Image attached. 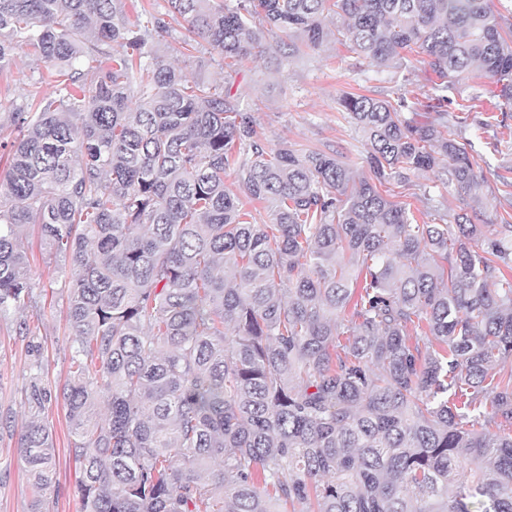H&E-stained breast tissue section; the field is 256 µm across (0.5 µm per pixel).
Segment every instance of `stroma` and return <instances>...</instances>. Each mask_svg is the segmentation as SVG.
<instances>
[{
    "mask_svg": "<svg viewBox=\"0 0 512 512\" xmlns=\"http://www.w3.org/2000/svg\"><path fill=\"white\" fill-rule=\"evenodd\" d=\"M48 77L45 64L18 53L9 69L0 72V123L11 103L21 102L32 82ZM238 83L246 90L258 135L271 145L287 144L304 154L335 156L353 174L368 172L365 139L342 110L339 100L348 93L389 100L405 98L421 122L435 119L424 104L430 84L423 66H415L407 81L394 79L351 52L335 38L316 49H302L285 66L257 57L242 68ZM448 122L462 139L480 145L490 162L486 170L488 206L464 205L441 170L421 171L408 185L395 187L396 201L406 203L418 222L444 217L453 223L467 211L473 223L493 215H512V101L500 97L495 85H486L479 111L462 113L448 106ZM35 300L17 316L0 321V512H29L31 491L26 465L17 452L18 438L29 419L27 400L32 386L52 397L41 413L55 448L56 481L45 495L47 512H81L75 494L80 478L74 460L70 424L60 392L69 377L72 335L66 317V299L60 294L68 263L46 247L39 225L24 228ZM28 333H19L17 322Z\"/></svg>",
    "mask_w": 512,
    "mask_h": 512,
    "instance_id": "1",
    "label": "stroma"
}]
</instances>
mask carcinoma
<instances>
[{
  "mask_svg": "<svg viewBox=\"0 0 512 512\" xmlns=\"http://www.w3.org/2000/svg\"><path fill=\"white\" fill-rule=\"evenodd\" d=\"M0 0V71H55L11 112L0 319L34 299L26 224L69 261L62 388L82 512H512V223L420 224L391 186L444 163L483 203L472 142L348 94L371 176L260 138L233 90L279 30L409 58L433 101L475 67L512 100V20L491 0ZM215 51L221 82L165 50ZM235 173L270 223L224 184ZM32 386L20 436L32 501L56 474Z\"/></svg>",
  "mask_w": 512,
  "mask_h": 512,
  "instance_id": "obj_1",
  "label": "carcinoma"
}]
</instances>
